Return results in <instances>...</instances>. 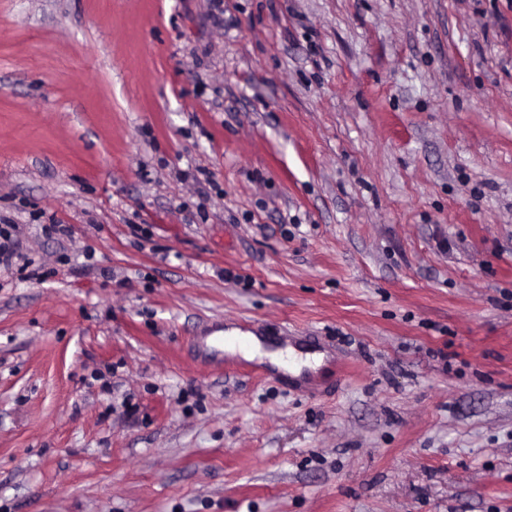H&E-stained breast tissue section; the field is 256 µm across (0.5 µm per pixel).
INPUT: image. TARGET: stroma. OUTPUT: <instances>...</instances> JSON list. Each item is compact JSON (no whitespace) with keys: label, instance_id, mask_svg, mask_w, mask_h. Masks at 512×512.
I'll use <instances>...</instances> for the list:
<instances>
[{"label":"stroma","instance_id":"35a3bbf8","mask_svg":"<svg viewBox=\"0 0 512 512\" xmlns=\"http://www.w3.org/2000/svg\"><path fill=\"white\" fill-rule=\"evenodd\" d=\"M1 224L0 512H512V0H0ZM7 228L0 226V264L5 268L12 266V260L16 255L14 246L16 242L12 239L13 233L15 236L18 233V226L16 224H5ZM2 239L4 242H2ZM226 336L228 337L230 351H239V353L245 358L255 354H261L262 343L256 336L239 335L235 331L227 332ZM233 339H238L239 342L231 344L230 341ZM288 351H290L294 357L295 366L292 369L296 371H299L302 366H312L313 362H318L321 358V355L317 353H303L292 347L279 349L272 353H266L265 355L270 357V361L279 368L288 370Z\"/></svg>","mask_w":512,"mask_h":512}]
</instances>
